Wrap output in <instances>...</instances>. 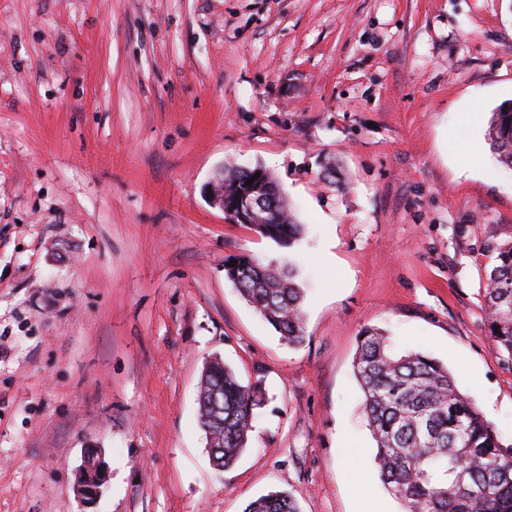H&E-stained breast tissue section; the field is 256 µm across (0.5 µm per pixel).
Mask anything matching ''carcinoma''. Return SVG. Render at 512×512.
I'll use <instances>...</instances> for the list:
<instances>
[{"label":"carcinoma","mask_w":512,"mask_h":512,"mask_svg":"<svg viewBox=\"0 0 512 512\" xmlns=\"http://www.w3.org/2000/svg\"><path fill=\"white\" fill-rule=\"evenodd\" d=\"M488 140L502 164L512 168V110L492 113ZM262 166L224 169V191L248 182ZM271 224L261 235L292 246L301 224L273 178H268ZM231 282L253 310L289 345L303 340L304 289L293 266H276L250 255H233ZM488 332L512 356V242L497 248V263L484 288ZM354 374L363 412L376 444L374 457L386 491L402 512H512V450L477 405L460 391L441 361L422 352L398 354L376 329L359 337ZM264 396L258 384H243L236 372L212 358L202 369L199 423L211 445L214 466L230 467L247 445L255 410ZM244 512H299L288 495L274 491L251 501Z\"/></svg>","instance_id":"1"}]
</instances>
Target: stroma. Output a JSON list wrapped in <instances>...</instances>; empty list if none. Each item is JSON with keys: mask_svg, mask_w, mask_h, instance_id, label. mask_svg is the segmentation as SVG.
<instances>
[{"mask_svg": "<svg viewBox=\"0 0 512 512\" xmlns=\"http://www.w3.org/2000/svg\"><path fill=\"white\" fill-rule=\"evenodd\" d=\"M512 0H0V512H400L354 375L365 329L446 363L512 447V357L486 273L512 241ZM334 163L339 181L321 177ZM262 164L305 229L281 246L212 207ZM294 260L304 340L224 260ZM261 381L215 470L204 363ZM106 487L76 492L87 449ZM488 140L502 164L512 168V111L507 107L493 112L488 129ZM244 512H299V509L288 495L274 491L251 501Z\"/></svg>", "mask_w": 512, "mask_h": 512, "instance_id": "stroma-1", "label": "stroma"}]
</instances>
